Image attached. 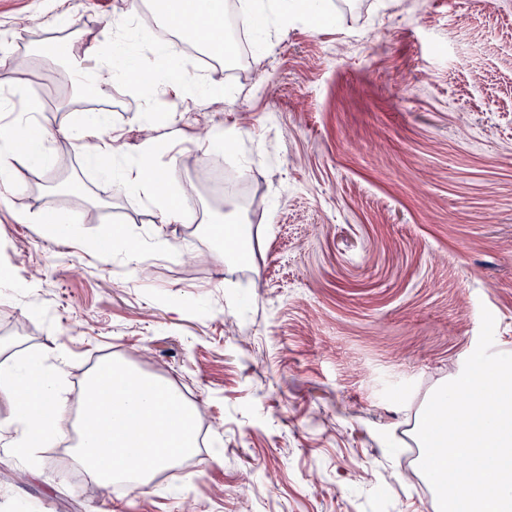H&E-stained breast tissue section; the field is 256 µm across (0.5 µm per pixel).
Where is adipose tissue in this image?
I'll use <instances>...</instances> for the list:
<instances>
[{
	"instance_id": "adipose-tissue-1",
	"label": "adipose tissue",
	"mask_w": 512,
	"mask_h": 512,
	"mask_svg": "<svg viewBox=\"0 0 512 512\" xmlns=\"http://www.w3.org/2000/svg\"><path fill=\"white\" fill-rule=\"evenodd\" d=\"M154 10L162 17L164 29L173 35H198L200 47L214 55H223L226 42L224 16L226 0H152ZM317 0H247L239 13V20L251 28L258 41H265L269 20H284L295 14L317 10ZM89 65L77 70L79 84L97 89L119 80L135 77L140 88L150 89L160 84L178 88L197 96L210 95V88L185 81L166 55L163 43H155L151 53H140L128 40L107 36L104 44L89 48ZM103 115H96L84 135L83 148L102 172L113 177L127 191L149 203L160 206L165 223L184 220L181 202L169 188V180L162 171L153 170L151 156L156 151L152 139H144L135 157H127L123 146L117 145L105 133ZM69 136L67 127L58 130H35L17 123L8 131L0 132V184L8 185L14 175V160L24 158L30 163L48 167L49 161L41 152L43 141L51 135ZM67 363L56 357L53 364L43 358L29 361L24 375H17L11 367L0 368V390L15 400L13 418L0 424V432L9 435L14 447L35 452L53 442L62 432L63 414L68 402L61 394Z\"/></svg>"
}]
</instances>
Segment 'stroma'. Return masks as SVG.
Masks as SVG:
<instances>
[{"label": "stroma", "instance_id": "obj_1", "mask_svg": "<svg viewBox=\"0 0 512 512\" xmlns=\"http://www.w3.org/2000/svg\"><path fill=\"white\" fill-rule=\"evenodd\" d=\"M137 12L146 49L162 21L132 0H0V129L22 114L75 131L43 143L50 169L18 162L0 204V361L65 355L70 393L120 360L208 432L196 468L90 496L55 448L0 438V512H439L422 412L482 310L494 352H512V0H325L326 23L291 17L261 45L245 32L243 67L179 60L218 95H80L88 46ZM49 39L61 64L32 56ZM98 108L127 152L156 139L176 189L223 168V200L198 192L196 223H162L89 162L79 134ZM220 128L235 140L211 149ZM52 204L67 235L25 221ZM109 225L140 264L101 261Z\"/></svg>", "mask_w": 512, "mask_h": 512}]
</instances>
